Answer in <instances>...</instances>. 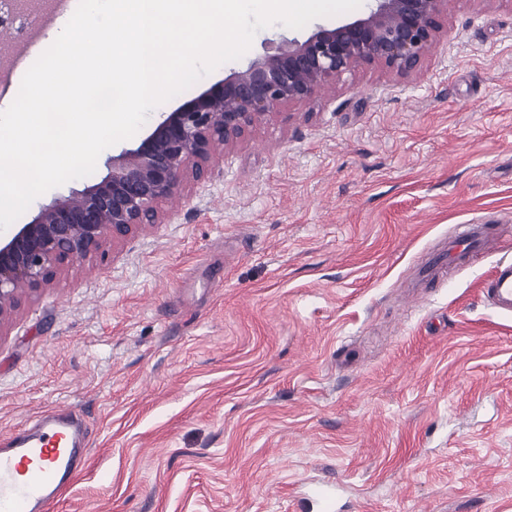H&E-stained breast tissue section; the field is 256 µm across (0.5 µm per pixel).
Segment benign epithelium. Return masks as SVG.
I'll use <instances>...</instances> for the list:
<instances>
[{
	"label": "benign epithelium",
	"instance_id": "benign-epithelium-1",
	"mask_svg": "<svg viewBox=\"0 0 512 512\" xmlns=\"http://www.w3.org/2000/svg\"><path fill=\"white\" fill-rule=\"evenodd\" d=\"M377 2L361 18L278 46L166 113L135 148L109 160L108 176L41 207L0 238V329L28 293L75 263L104 258L107 243L161 223L162 205L188 179L203 177L214 155L268 117L312 101L359 66L415 71L437 43L453 0Z\"/></svg>",
	"mask_w": 512,
	"mask_h": 512
}]
</instances>
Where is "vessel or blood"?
Returning a JSON list of instances; mask_svg holds the SVG:
<instances>
[{"instance_id":"b4317fda","label":"vessel or blood","mask_w":512,"mask_h":512,"mask_svg":"<svg viewBox=\"0 0 512 512\" xmlns=\"http://www.w3.org/2000/svg\"><path fill=\"white\" fill-rule=\"evenodd\" d=\"M494 242L486 225H460L448 239L447 252L436 255L432 263L464 262ZM481 293L496 312L512 316L511 260L495 264ZM87 457L85 443L68 417L41 415L0 444V512H51Z\"/></svg>"}]
</instances>
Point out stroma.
<instances>
[{"label": "stroma", "instance_id": "35a3bbf8", "mask_svg": "<svg viewBox=\"0 0 512 512\" xmlns=\"http://www.w3.org/2000/svg\"><path fill=\"white\" fill-rule=\"evenodd\" d=\"M369 7L260 30L144 130ZM210 167L0 331V440L51 410L87 433L52 512H296L311 478L342 512H512V318L480 292L512 234L421 277L459 225H512V0H453L415 72L358 67Z\"/></svg>", "mask_w": 512, "mask_h": 512}]
</instances>
